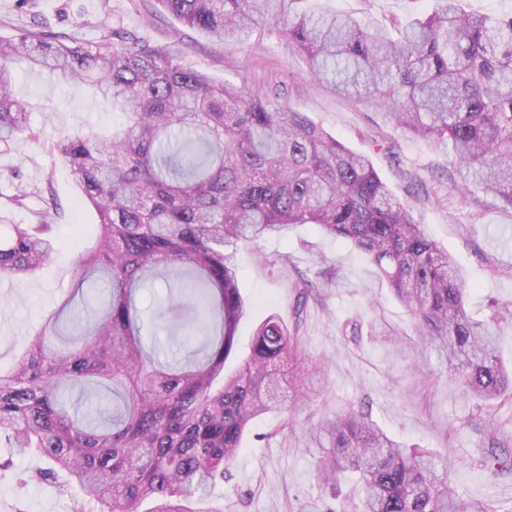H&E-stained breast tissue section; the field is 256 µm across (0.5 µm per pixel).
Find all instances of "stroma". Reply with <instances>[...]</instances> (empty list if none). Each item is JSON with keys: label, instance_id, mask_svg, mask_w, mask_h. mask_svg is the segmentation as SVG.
I'll use <instances>...</instances> for the list:
<instances>
[{"label": "stroma", "instance_id": "1", "mask_svg": "<svg viewBox=\"0 0 512 512\" xmlns=\"http://www.w3.org/2000/svg\"><path fill=\"white\" fill-rule=\"evenodd\" d=\"M154 0H0V38L22 29L69 33L85 41L104 31L171 46L182 63L213 80L278 94L352 150L366 154L393 195L406 202L416 223L454 258L469 293L466 306L486 317L512 302V208L481 191L462 192L463 173L449 146L435 147L397 129L374 106L332 91L309 77L305 58L273 36L253 33L243 48L189 28L155 10ZM359 19L406 17L430 9L429 0H316ZM14 94L29 114L34 139L0 150V225L33 224L45 210L57 251L34 275L13 277L0 288V367H10L40 332L47 317L76 294L74 257L97 233L98 216L82 199L52 144L73 131L108 129L119 113L87 88L16 69ZM28 194L15 202L18 186ZM238 284L247 312L237 336L247 351L255 326L275 314L299 327L302 356L321 367L323 380L300 406L293 423L278 413L257 419L206 503L208 512H299L325 496L317 477L319 450L303 436L348 404H367L373 419L408 448L446 455L451 479L467 499L512 507V474L491 477L474 461L486 445L492 420L512 429V400L496 416L481 410L449 378L438 349L425 343L389 284L348 243L304 224L284 240L238 245ZM0 512H71V501L47 480L19 488L16 473L42 467V459L0 447Z\"/></svg>", "mask_w": 512, "mask_h": 512}]
</instances>
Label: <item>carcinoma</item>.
<instances>
[{
  "instance_id": "cac0c4a2",
  "label": "carcinoma",
  "mask_w": 512,
  "mask_h": 512,
  "mask_svg": "<svg viewBox=\"0 0 512 512\" xmlns=\"http://www.w3.org/2000/svg\"><path fill=\"white\" fill-rule=\"evenodd\" d=\"M185 25L230 47L259 29L302 54L333 90L367 99L389 120L431 145L452 142L469 186L512 207V14L465 11L460 0H431L404 23L360 22L312 7V0H156ZM25 66L91 86L121 126L80 130L52 151L99 218L93 244L75 259L76 290L105 285L107 307L63 349L43 331L11 367L0 368V441L48 467L21 478L53 479L73 512H200L212 485L261 416L290 421L311 376L301 362L298 326L266 317L246 356L226 371L246 314L230 248L282 239L313 224L363 252L406 308L420 335L447 361L448 376L486 410L512 397V368L497 354L503 312L466 310L461 270L395 199L371 159L345 147L305 113L260 89L215 82L168 47L114 32L85 43L26 29L0 40V140L36 138L14 95ZM50 213L0 231V276L34 274L54 253ZM175 281L186 302L162 306L203 333L200 359L162 363L147 351V314L136 305L157 277ZM286 360L288 376L277 363ZM294 391L286 404L283 383ZM79 389L85 411L64 398ZM322 456L317 476L340 497L334 512H500L459 497L448 461L408 453L361 409L336 412L310 432ZM490 432L475 464L492 476L512 471Z\"/></svg>"
}]
</instances>
